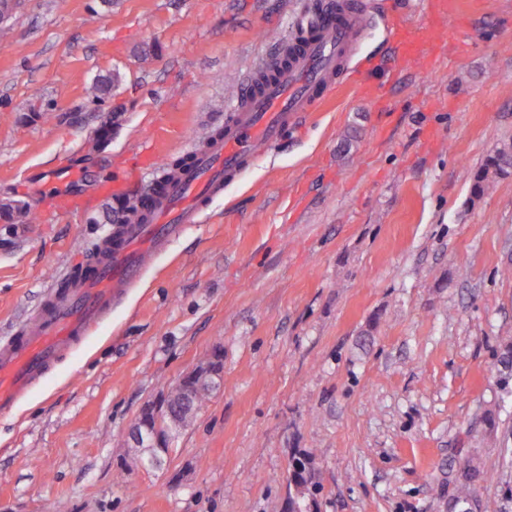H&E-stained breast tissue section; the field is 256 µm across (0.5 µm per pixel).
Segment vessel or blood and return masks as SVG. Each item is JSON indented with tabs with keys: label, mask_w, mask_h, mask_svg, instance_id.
<instances>
[{
	"label": "vessel or blood",
	"mask_w": 512,
	"mask_h": 512,
	"mask_svg": "<svg viewBox=\"0 0 512 512\" xmlns=\"http://www.w3.org/2000/svg\"><path fill=\"white\" fill-rule=\"evenodd\" d=\"M363 23L356 0H339L336 7L313 13L305 22L303 41L285 46L273 78L248 74L221 137L196 148L187 168L156 181L120 233L88 258L90 275H69L49 284L44 308L0 340V413L13 410L61 354L93 333L127 288L188 225L200 221L245 164L329 99ZM392 26L399 35L392 54L395 66L425 58L432 36L407 30L400 18Z\"/></svg>",
	"instance_id": "vessel-or-blood-1"
}]
</instances>
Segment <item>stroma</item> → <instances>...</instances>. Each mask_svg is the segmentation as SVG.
Wrapping results in <instances>:
<instances>
[{"label":"stroma","instance_id":"stroma-1","mask_svg":"<svg viewBox=\"0 0 512 512\" xmlns=\"http://www.w3.org/2000/svg\"><path fill=\"white\" fill-rule=\"evenodd\" d=\"M358 2L350 67L370 91L348 85L256 157L0 414V512H291L302 454L311 512H448L469 461L482 500L512 497V175L470 198L512 142V0H457L447 54L401 73L383 66L391 21L426 25L424 4ZM303 3L19 0L0 23V205L30 215L0 222V338L118 222L115 198L48 208L63 171L87 196L108 180L146 194L279 59ZM216 349L220 383L164 466L141 468L129 427ZM512 172V144L503 143L496 147L475 173L471 185V200L482 198L491 188L495 180Z\"/></svg>","mask_w":512,"mask_h":512}]
</instances>
